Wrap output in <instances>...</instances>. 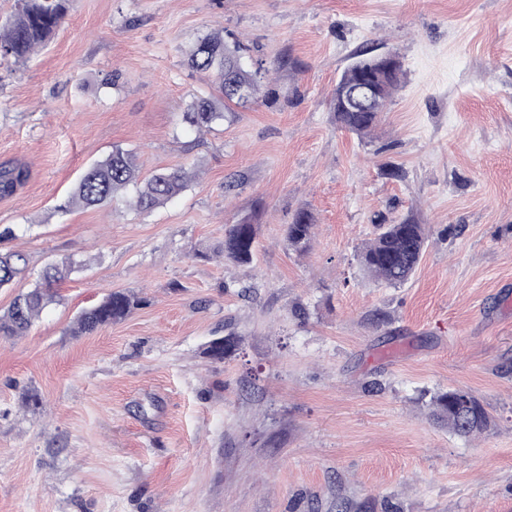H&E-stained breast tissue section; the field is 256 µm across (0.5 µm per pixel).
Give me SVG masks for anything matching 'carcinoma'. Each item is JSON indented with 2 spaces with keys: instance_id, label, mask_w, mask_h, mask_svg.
<instances>
[{
  "instance_id": "1",
  "label": "carcinoma",
  "mask_w": 512,
  "mask_h": 512,
  "mask_svg": "<svg viewBox=\"0 0 512 512\" xmlns=\"http://www.w3.org/2000/svg\"><path fill=\"white\" fill-rule=\"evenodd\" d=\"M69 0H16L13 18L0 26V59L16 63L27 60L55 36L64 22ZM378 57L360 58L342 74L332 92L331 111L336 124L360 138L369 137L379 125L403 74L402 64L385 73L377 94L365 112L349 109L347 89L360 80L365 68ZM188 65L207 74L222 95L218 105L210 98L194 100L183 119L198 132L211 129L232 114L231 104H240L255 98L258 91L254 73L242 55L240 43L229 44L221 32H213L196 43L187 52ZM27 167L18 164L0 166V196L14 194L28 180ZM194 177V173L181 167L139 178L133 153L119 147L103 160L89 165L80 176L67 205L85 208L103 207L113 203L117 195L133 190L136 209L148 212L178 196ZM314 219L305 208L299 209L288 225V245L303 253L310 247ZM257 235V225L248 220L232 224L225 230L224 240L218 248L225 260L238 265H249ZM426 226L404 219L395 224H379L373 238L359 253L364 269L377 280L393 287L404 284L418 266L426 243ZM71 257H63L45 267L33 288L15 296L7 311L0 315V336H22L40 317L45 308L55 301L53 285L67 277L75 268ZM26 257L17 251L0 253V288H7L24 273ZM146 303V299L131 291H113L99 304L84 310L76 321L74 334L82 336L114 323H118ZM240 339L222 336L210 342L205 355L212 361L222 362L237 353ZM430 417L448 431L463 437L481 434L490 427L491 417L483 402L471 391L463 388L437 391L429 403Z\"/></svg>"
}]
</instances>
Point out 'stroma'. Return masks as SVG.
<instances>
[{"label":"stroma","mask_w":512,"mask_h":512,"mask_svg":"<svg viewBox=\"0 0 512 512\" xmlns=\"http://www.w3.org/2000/svg\"><path fill=\"white\" fill-rule=\"evenodd\" d=\"M216 30L260 93L200 135L182 115L215 88L186 53ZM360 52L404 71L367 139L330 110ZM116 145L142 176H196L147 215L65 209ZM11 162L30 176L0 198L17 230L0 246L30 274L0 313L48 262L81 266L27 335L0 337V512H512V0H70L47 47L0 60ZM302 208L303 254L286 240ZM408 217L429 242L391 287L358 253ZM244 219L240 266L216 250ZM118 290L148 303L74 335ZM229 333L237 357L206 358ZM448 388L483 400L490 430L435 424ZM314 219L311 212L305 208L299 209L292 224H288L286 238L288 245L296 252H306L311 243ZM257 235V225L248 220L232 224L225 230L224 240L218 248L224 260L238 265H250Z\"/></svg>","instance_id":"1"}]
</instances>
